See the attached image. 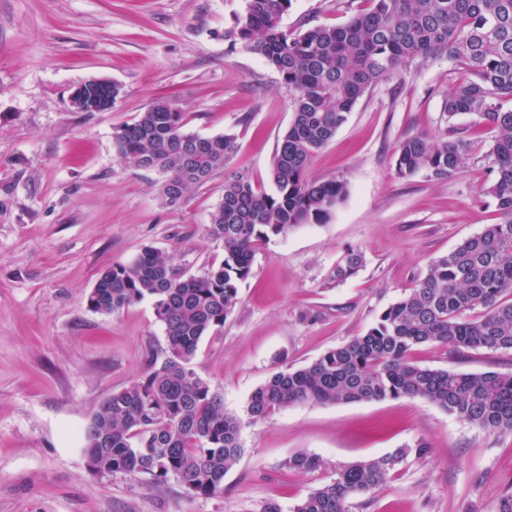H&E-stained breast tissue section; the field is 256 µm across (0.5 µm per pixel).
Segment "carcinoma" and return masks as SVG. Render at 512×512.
Masks as SVG:
<instances>
[{
  "label": "carcinoma",
  "instance_id": "1",
  "mask_svg": "<svg viewBox=\"0 0 512 512\" xmlns=\"http://www.w3.org/2000/svg\"><path fill=\"white\" fill-rule=\"evenodd\" d=\"M363 3L343 24L293 33L282 29L292 0H245L244 12L224 29V40L262 57L291 91L292 119L269 169L272 191L245 173L227 172L235 135L186 131L184 113L168 100L155 101L115 129L117 155L161 173L168 205L224 172V194L207 225L223 244L224 259L187 276L173 253L146 247L132 261L107 268L88 294V308L106 315L151 300L166 337L161 364L107 397L85 427L82 450L96 473L143 474L156 484L173 480L199 497L223 491L224 475L243 453L242 420L224 410L222 394L194 371L199 344L219 332L234 310L256 245L324 222L345 198L344 182L312 179L308 168L358 100L397 70L437 58L467 74L444 101L448 118L471 114L495 132L492 178L480 193L495 200L498 222L431 261L425 276L365 333L304 367L273 373L252 392L245 413L255 421L303 402L419 398L489 433L512 434V373L434 369L411 357L426 344L450 345L459 353L512 350V108L503 107V100H512V0ZM89 90L106 109L121 93L116 83ZM467 148L462 137L409 136L397 146L398 173L445 178L459 169ZM363 264L362 251L347 250L329 270L328 283L347 281ZM427 452L419 442L346 465L292 512H348L352 499L384 489L410 454ZM319 465L307 453L283 462L298 473Z\"/></svg>",
  "mask_w": 512,
  "mask_h": 512
}]
</instances>
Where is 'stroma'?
Instances as JSON below:
<instances>
[{
	"instance_id": "stroma-1",
	"label": "stroma",
	"mask_w": 512,
	"mask_h": 512,
	"mask_svg": "<svg viewBox=\"0 0 512 512\" xmlns=\"http://www.w3.org/2000/svg\"><path fill=\"white\" fill-rule=\"evenodd\" d=\"M244 8L245 0H0V512H259L268 502L290 512L339 467L420 441L428 454L409 457L350 512H498L512 493V434L486 432L421 399L308 402L244 421V452L223 493L209 498L173 481L98 475L81 453L79 433L99 404L165 358L150 300L114 315L88 308L101 272L147 247L174 252L191 275L224 257L206 233L223 174L165 205L162 174L122 160L115 128L169 100L187 131L235 134L230 169L269 184L290 93L259 56L225 41ZM357 8L356 0H292L282 26L341 24ZM464 76L443 58L391 75L315 154L310 177L345 182V200L326 222L257 247L234 311L193 361L227 411L243 413L274 372L364 333L430 261L496 222L494 200L480 193L494 132L442 110ZM93 78L120 85L116 103L72 110L71 92ZM449 130L470 144L456 173L398 174L402 139ZM350 248L363 252V267L328 284ZM413 358L431 368L512 371V351L456 355L422 345ZM299 452L319 456L321 467L283 468Z\"/></svg>"
}]
</instances>
